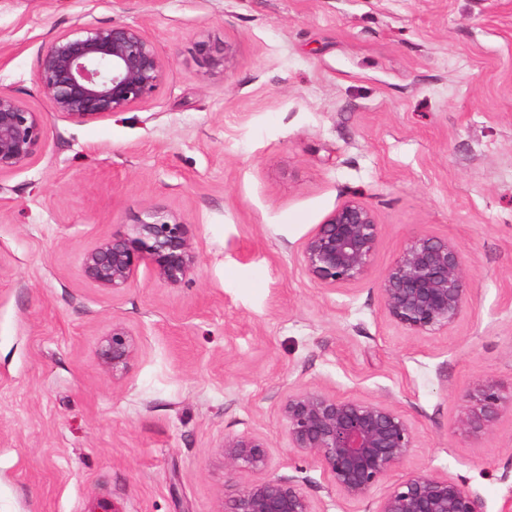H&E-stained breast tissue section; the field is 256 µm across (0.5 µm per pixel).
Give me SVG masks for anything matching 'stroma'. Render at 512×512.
<instances>
[{"instance_id": "35a3bbf8", "label": "stroma", "mask_w": 512, "mask_h": 512, "mask_svg": "<svg viewBox=\"0 0 512 512\" xmlns=\"http://www.w3.org/2000/svg\"><path fill=\"white\" fill-rule=\"evenodd\" d=\"M80 19L154 39L169 66L149 102L51 111L39 53ZM202 38L232 46L224 74H204ZM0 90L47 131L0 176V512H224L254 479L224 466L236 434L264 438L270 475L317 512H353L288 448L279 407L304 387L389 401L418 431L406 469L512 512V412L453 429L474 380L512 385V0H0ZM353 196L381 226L373 275L319 287L298 253ZM147 206L190 224V279L90 282L84 251ZM417 233L463 251L445 335L382 311L377 277ZM116 322L136 343L117 380L98 356Z\"/></svg>"}]
</instances>
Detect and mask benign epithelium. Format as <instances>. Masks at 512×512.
<instances>
[{"mask_svg":"<svg viewBox=\"0 0 512 512\" xmlns=\"http://www.w3.org/2000/svg\"><path fill=\"white\" fill-rule=\"evenodd\" d=\"M205 74L222 73L232 61L229 46L196 42ZM169 62L138 25L75 22L41 49L37 82L52 111L86 123L145 103L162 83ZM42 113L0 91V174L24 169L43 148ZM381 224L375 210L352 197L338 205L304 240L300 267L325 288L367 279L378 250ZM198 257L189 225L157 208L112 233L83 255L86 278L100 288L130 287L141 265L170 286L184 283ZM384 315L406 335L438 336L459 321L469 282L458 243L427 233L411 236L377 281ZM136 354L132 331L112 323L99 346L102 364L119 379ZM465 408L454 431L479 436L492 431L504 410L499 385L478 380L462 394ZM288 448L319 466L348 502L366 500L417 447V431L405 414L380 399L337 396L304 388L281 403ZM224 465L262 475L224 503V512H316L295 479L263 476L270 468L266 441L257 435L224 437ZM372 512H485L482 498L462 481L412 469L375 501Z\"/></svg>","mask_w":512,"mask_h":512,"instance_id":"obj_1","label":"benign epithelium"}]
</instances>
